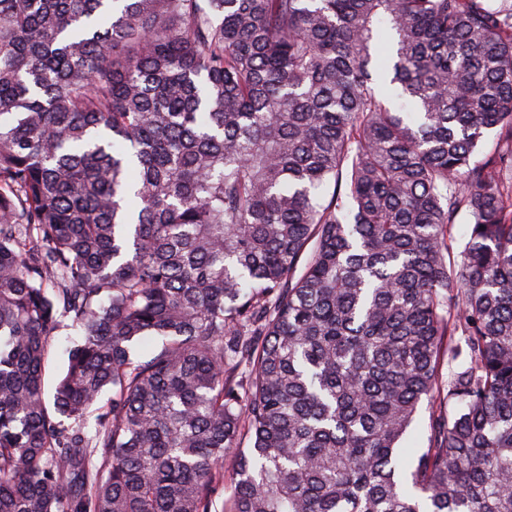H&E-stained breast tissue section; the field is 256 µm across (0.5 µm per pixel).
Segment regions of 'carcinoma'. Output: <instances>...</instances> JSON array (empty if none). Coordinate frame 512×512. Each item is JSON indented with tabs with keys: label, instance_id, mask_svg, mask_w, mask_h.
Segmentation results:
<instances>
[{
	"label": "carcinoma",
	"instance_id": "1",
	"mask_svg": "<svg viewBox=\"0 0 512 512\" xmlns=\"http://www.w3.org/2000/svg\"><path fill=\"white\" fill-rule=\"evenodd\" d=\"M0 512H512V0H0ZM77 339L76 332L70 327L61 330L57 336H54L50 347L49 364L44 377L47 394L52 392L58 374L67 363L66 349L72 346ZM428 404L425 401L419 409V412L408 429L402 446L404 448H423L425 447V430L428 421Z\"/></svg>",
	"mask_w": 512,
	"mask_h": 512
}]
</instances>
